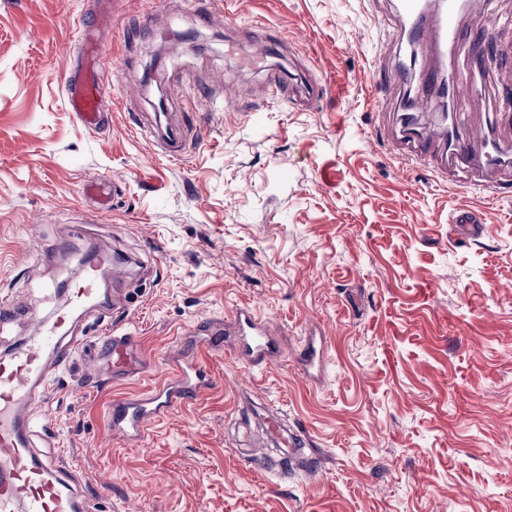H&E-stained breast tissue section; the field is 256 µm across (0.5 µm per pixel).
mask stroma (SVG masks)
I'll use <instances>...</instances> for the list:
<instances>
[{"mask_svg": "<svg viewBox=\"0 0 512 512\" xmlns=\"http://www.w3.org/2000/svg\"><path fill=\"white\" fill-rule=\"evenodd\" d=\"M95 0H0V299L62 307L94 244L130 258L124 328L133 367L198 360L216 383L152 424L113 433L111 399L153 379L78 357L57 375L33 442L62 461L94 512H512V181L472 187L392 140L418 100L394 33L400 0H113L100 37L115 64L112 120L85 128L64 104L72 35ZM449 69L500 43L512 0L468 15ZM321 84L312 105L272 78ZM512 102V59L466 100L487 125ZM161 119L185 152L136 132ZM463 210L484 223L461 239ZM57 250L54 259L45 254ZM252 306L280 353L235 356L230 312ZM320 347L323 372L300 355ZM279 411L321 457L257 469Z\"/></svg>", "mask_w": 512, "mask_h": 512, "instance_id": "stroma-1", "label": "stroma"}]
</instances>
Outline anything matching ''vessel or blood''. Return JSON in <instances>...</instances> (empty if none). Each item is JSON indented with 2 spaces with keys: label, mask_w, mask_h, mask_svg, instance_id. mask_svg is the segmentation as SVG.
<instances>
[{
  "label": "vessel or blood",
  "mask_w": 512,
  "mask_h": 512,
  "mask_svg": "<svg viewBox=\"0 0 512 512\" xmlns=\"http://www.w3.org/2000/svg\"><path fill=\"white\" fill-rule=\"evenodd\" d=\"M104 8L94 19H82L75 40L85 59L79 69L65 80L67 105L88 129H101L105 122L106 78L112 67L104 61L92 38L94 27L112 18V0H102ZM487 0H440L435 10H428L424 0H401L403 24L397 30L399 41L410 50L422 53L418 79L422 103L452 97L464 103L468 84L454 79L446 70L450 46L461 39V19L465 10L485 8ZM457 114H450V128L433 133L415 128V117L406 114V128L398 142L399 150L419 158L433 156L436 143H443L448 175L466 173L470 184L481 186L488 171L512 174V139L488 134L482 139L484 152L474 156L470 145L473 135L456 129ZM126 258L95 250L82 264V277L70 288L66 302L52 320H37L38 335L28 337L0 354V512H87L88 500L78 498L62 477L59 462L42 459L33 448L36 420L29 412L42 400L52 377L73 363L82 346L80 337L71 333L74 321L89 310L105 306L104 284L122 279ZM231 320L240 338L237 356L252 368L272 363L276 347L267 323L248 306L236 308ZM132 339L109 328L104 333L101 352L112 360L113 369H125L129 362ZM143 375L160 374L157 386L135 398H123L110 405L112 429L127 438L144 437L150 425L169 411L183 406L188 397L213 384L207 369L197 362L143 361Z\"/></svg>",
  "instance_id": "1"
}]
</instances>
